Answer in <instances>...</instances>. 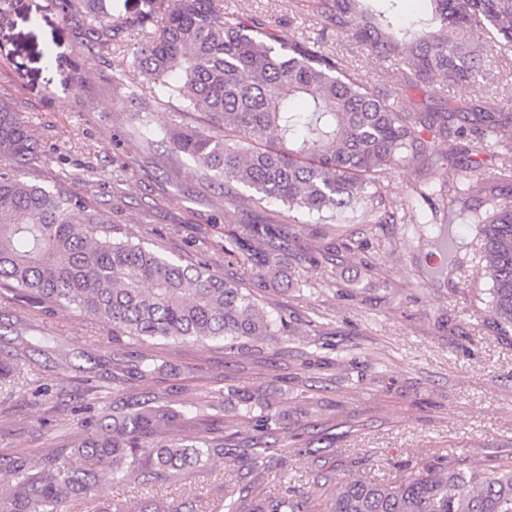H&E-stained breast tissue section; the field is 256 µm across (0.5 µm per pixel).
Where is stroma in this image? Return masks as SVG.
Masks as SVG:
<instances>
[{
    "instance_id": "obj_1",
    "label": "stroma",
    "mask_w": 512,
    "mask_h": 512,
    "mask_svg": "<svg viewBox=\"0 0 512 512\" xmlns=\"http://www.w3.org/2000/svg\"><path fill=\"white\" fill-rule=\"evenodd\" d=\"M224 15L261 18L279 41L317 43L369 81L394 71L346 37L323 30L296 0H223ZM85 18L63 14L54 0H6L0 9V100L26 122L43 153L23 175L47 189L76 192L120 238L162 247L190 265L204 263L239 277L242 259L228 250L224 190L200 180L190 162L170 167L162 143L127 138L136 104L129 83L145 85L133 63L144 35L133 31L102 55L83 51ZM55 60L46 64L44 48ZM245 221L282 229L278 250L288 280L263 291L287 335L255 350L188 341L143 346L74 309L49 310L0 283V356L20 352L25 371L0 385V456L39 459L51 443L76 432L87 411L81 395L190 396L233 452L266 441L277 455L257 489L292 490L319 502L324 486L355 474L367 480L403 477L417 458L500 460L512 457V330L489 313L490 280L475 225L456 231L463 249L448 274L432 276L420 223L366 224L348 213L333 224L289 221L277 204L246 205ZM57 336L58 350L20 348L17 334ZM166 363L148 378L113 381L112 357L140 351ZM228 386L260 389L283 413L270 437L224 413ZM308 415H296L301 402ZM229 458H213L189 485L105 482L98 512L130 503L144 512L164 499L200 512L216 486L233 475Z\"/></svg>"
}]
</instances>
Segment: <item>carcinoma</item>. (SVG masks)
I'll return each mask as SVG.
<instances>
[{
    "instance_id": "1",
    "label": "carcinoma",
    "mask_w": 512,
    "mask_h": 512,
    "mask_svg": "<svg viewBox=\"0 0 512 512\" xmlns=\"http://www.w3.org/2000/svg\"><path fill=\"white\" fill-rule=\"evenodd\" d=\"M312 16L338 34L397 63L390 85L372 83L339 57L305 42L275 43L260 19L228 22L221 0H147L134 18L114 15L104 0H57L88 20L99 49L133 29L153 26L135 52V66L158 87L139 99L129 138H160L174 163L188 160L199 178L224 186L226 213L245 203H277L316 224L358 213L367 224H398L425 204L435 249L456 256L453 225L474 224L491 280L489 308L512 328V204L488 183L512 182V146L492 139L512 130V112L473 89L443 104L420 105L406 89L435 94L442 85H472L486 63L512 48V0H428L425 16L406 21L402 0H303ZM176 105L174 119L154 126V111ZM471 174L452 178L459 153ZM0 280L50 306L73 308L112 327V340L222 341L258 344L284 329L244 279L226 281L206 264L184 266L158 249L113 235L96 214L75 222L79 197L24 180L41 162L27 125L0 102ZM413 163L441 166L438 183L415 181L396 204L375 176L404 173ZM277 224L241 222L229 243L243 256V274L276 288L283 270L273 240ZM20 355L0 358V384L20 372ZM127 377L164 369L144 353L116 360ZM224 402L253 429L270 434L281 414L264 395L228 387ZM200 412L169 394L112 401L80 432L43 450L40 462L0 460V512H59L91 500L106 479L184 483L224 439L205 434L187 443L165 439ZM228 512H512V461H416L399 481L350 476L336 483L320 511L302 497L247 492L224 485Z\"/></svg>"
}]
</instances>
